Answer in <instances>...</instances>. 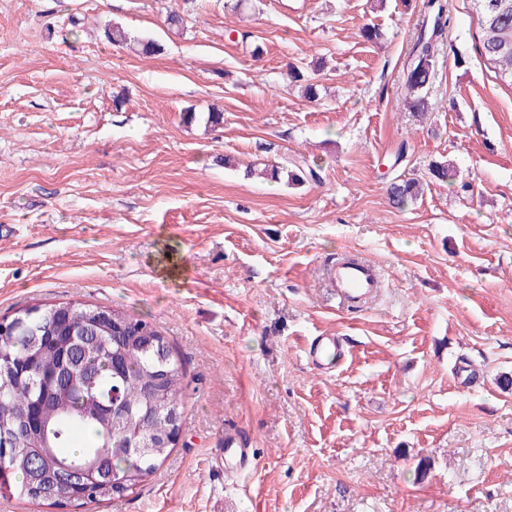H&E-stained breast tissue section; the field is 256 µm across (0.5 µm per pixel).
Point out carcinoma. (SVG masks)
<instances>
[{
	"label": "carcinoma",
	"mask_w": 512,
	"mask_h": 512,
	"mask_svg": "<svg viewBox=\"0 0 512 512\" xmlns=\"http://www.w3.org/2000/svg\"><path fill=\"white\" fill-rule=\"evenodd\" d=\"M478 21L480 55L495 78L512 86V0H470ZM423 20L403 75L405 102L412 112L430 110L428 91L436 75L437 40L452 16L440 0H423ZM224 124V111L185 122ZM261 173L276 181H317L303 158L270 165ZM420 195L415 178L396 176L392 203L402 207ZM0 491L48 506L84 505L121 498L147 482L172 452L137 450L133 440L174 427L168 409L182 410L187 372L173 346L147 318L120 308L81 301H55L16 310L0 319ZM154 336L167 350L160 358L135 335ZM165 383L152 390L156 373ZM104 474L81 489L61 487L48 500L30 479L31 469L48 474L60 466Z\"/></svg>",
	"instance_id": "obj_1"
}]
</instances>
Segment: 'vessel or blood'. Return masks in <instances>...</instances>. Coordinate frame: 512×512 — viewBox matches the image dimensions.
Wrapping results in <instances>:
<instances>
[{"label":"vessel or blood","mask_w":512,"mask_h":512,"mask_svg":"<svg viewBox=\"0 0 512 512\" xmlns=\"http://www.w3.org/2000/svg\"><path fill=\"white\" fill-rule=\"evenodd\" d=\"M328 285L341 303L350 308H363L374 298L380 276L376 266L361 257H344L326 270ZM345 354L341 338L331 335L315 337L307 349L313 368H333Z\"/></svg>","instance_id":"vessel-or-blood-1"}]
</instances>
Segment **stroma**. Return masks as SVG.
<instances>
[{
    "instance_id": "1",
    "label": "stroma",
    "mask_w": 512,
    "mask_h": 512,
    "mask_svg": "<svg viewBox=\"0 0 512 512\" xmlns=\"http://www.w3.org/2000/svg\"><path fill=\"white\" fill-rule=\"evenodd\" d=\"M234 2L0 0V318L119 307L191 380L180 445L133 493L0 512H512V87L470 0H447L422 119L402 82L422 0ZM214 108L219 128L183 119ZM300 156L319 181L247 172ZM445 160L455 179H431ZM400 174L424 193L398 209ZM340 254L381 272L363 309L326 285ZM322 334L347 348L329 370L306 357ZM228 434L251 459L231 476Z\"/></svg>"
}]
</instances>
